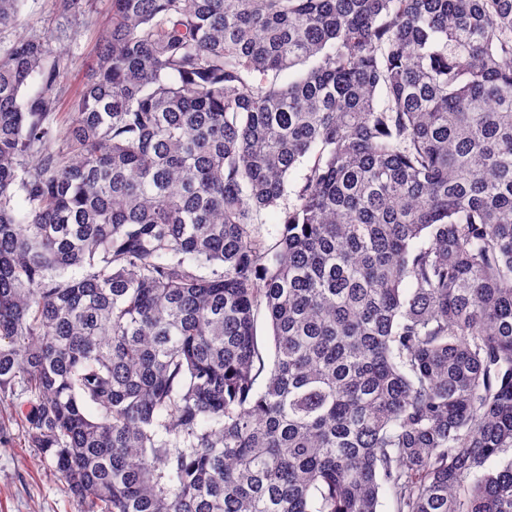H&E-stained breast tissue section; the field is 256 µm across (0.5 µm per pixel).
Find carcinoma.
I'll return each instance as SVG.
<instances>
[{"label":"carcinoma","instance_id":"obj_1","mask_svg":"<svg viewBox=\"0 0 512 512\" xmlns=\"http://www.w3.org/2000/svg\"><path fill=\"white\" fill-rule=\"evenodd\" d=\"M110 13L69 112L0 49V400L80 512H512V0ZM266 317L261 313L257 320V337L262 357L265 363V370L262 372L258 379V386L261 388L265 383L268 371L271 369L274 360V346L272 336Z\"/></svg>","mask_w":512,"mask_h":512}]
</instances>
